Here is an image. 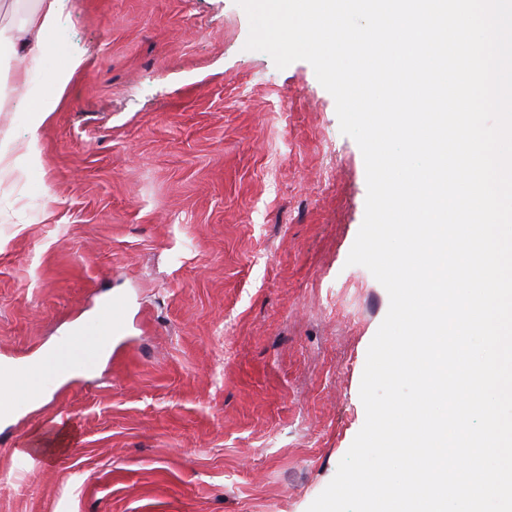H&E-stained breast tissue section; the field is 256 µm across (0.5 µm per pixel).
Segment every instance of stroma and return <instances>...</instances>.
Here are the masks:
<instances>
[{
	"instance_id": "35a3bbf8",
	"label": "stroma",
	"mask_w": 512,
	"mask_h": 512,
	"mask_svg": "<svg viewBox=\"0 0 512 512\" xmlns=\"http://www.w3.org/2000/svg\"><path fill=\"white\" fill-rule=\"evenodd\" d=\"M248 35L235 0H67L49 65L87 64L38 164L0 176V364L112 341L0 423V512H307L362 428L389 308L346 263L363 155L313 67ZM21 72L0 64L11 160Z\"/></svg>"
}]
</instances>
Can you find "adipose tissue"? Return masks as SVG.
<instances>
[{"label":"adipose tissue","instance_id":"obj_1","mask_svg":"<svg viewBox=\"0 0 512 512\" xmlns=\"http://www.w3.org/2000/svg\"><path fill=\"white\" fill-rule=\"evenodd\" d=\"M34 8L28 18L19 26L16 33H8L0 29V52L7 51L20 55L28 64L29 73L39 75V82L29 84L30 99L36 100L35 108L28 111V122L31 132H38L48 112V106L42 105L43 80H51L57 93H64L73 76L86 64L84 54L70 55L63 66L48 69L49 56L55 50L53 36L59 26L65 0H33ZM78 360L62 361L58 355L50 354L31 366L17 369L12 375L11 386L13 395L0 393V410L10 411L16 397L29 400H40L45 396L42 386L44 379L61 369L81 368Z\"/></svg>","mask_w":512,"mask_h":512}]
</instances>
